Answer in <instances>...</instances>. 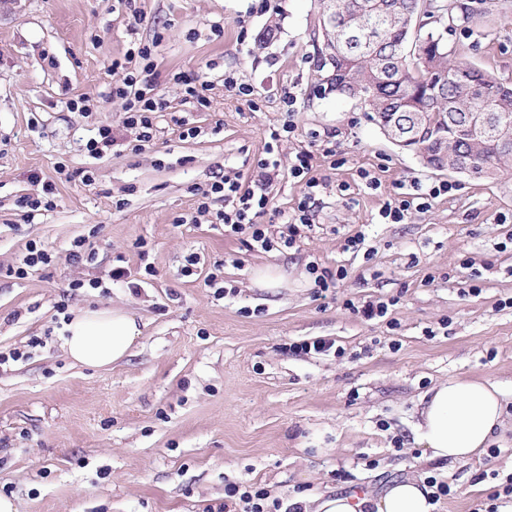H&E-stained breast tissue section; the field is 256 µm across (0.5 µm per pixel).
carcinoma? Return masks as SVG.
I'll return each instance as SVG.
<instances>
[{"label":"carcinoma","instance_id":"1","mask_svg":"<svg viewBox=\"0 0 512 512\" xmlns=\"http://www.w3.org/2000/svg\"><path fill=\"white\" fill-rule=\"evenodd\" d=\"M336 24L324 8L314 39L324 91L361 101L385 125L417 115L448 131V151L473 159L479 171L512 177V144L454 138L476 112H493L512 125V86L486 71L453 60L440 28L470 22L469 7L432 0H336ZM360 29L358 41L335 34Z\"/></svg>","mask_w":512,"mask_h":512}]
</instances>
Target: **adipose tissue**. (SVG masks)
Instances as JSON below:
<instances>
[{"label": "adipose tissue", "mask_w": 512, "mask_h": 512, "mask_svg": "<svg viewBox=\"0 0 512 512\" xmlns=\"http://www.w3.org/2000/svg\"><path fill=\"white\" fill-rule=\"evenodd\" d=\"M63 347L76 364L103 368L127 357L142 335L134 314L122 308L84 309L65 326ZM504 391L484 379L452 378L420 399L416 439L431 451L433 459L455 465L485 451L504 426ZM431 491L424 477H410L388 486L375 498L336 495L314 503L300 496L304 512H434Z\"/></svg>", "instance_id": "adipose-tissue-1"}]
</instances>
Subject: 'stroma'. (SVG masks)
Returning <instances> with one entry per match:
<instances>
[{
	"mask_svg": "<svg viewBox=\"0 0 512 512\" xmlns=\"http://www.w3.org/2000/svg\"><path fill=\"white\" fill-rule=\"evenodd\" d=\"M467 2L478 19L448 32L449 49L512 85V0ZM321 12L320 0H0V352L26 353L0 371V495L18 512H206L231 485L285 503L432 471L454 489L436 512H473L512 475V182L432 170L361 103L325 93ZM144 44L154 67L139 78L167 107L138 151L112 89ZM228 73L252 100L225 89ZM197 75L205 107L185 92ZM79 98L88 110L69 109ZM105 124L125 142L96 159L85 144ZM275 130L282 173L257 223L277 234L296 211L297 151H312L325 187L312 230L265 253L225 233L208 190L254 175ZM416 182L453 189L384 223V203ZM48 186L54 209L28 216L21 199ZM358 234L363 248L347 249ZM79 238L93 261L70 260ZM32 242L51 261L17 277ZM313 261L347 276L321 290ZM269 263L287 287H251ZM118 266L129 280L111 279ZM377 300L387 317L357 313ZM62 302L121 307L143 334L112 367L71 364ZM316 337L343 356L283 350ZM458 377L500 383L508 416L497 458L448 469L424 461L414 425L419 397Z\"/></svg>",
	"mask_w": 512,
	"mask_h": 512,
	"instance_id": "obj_1",
	"label": "stroma"
}]
</instances>
